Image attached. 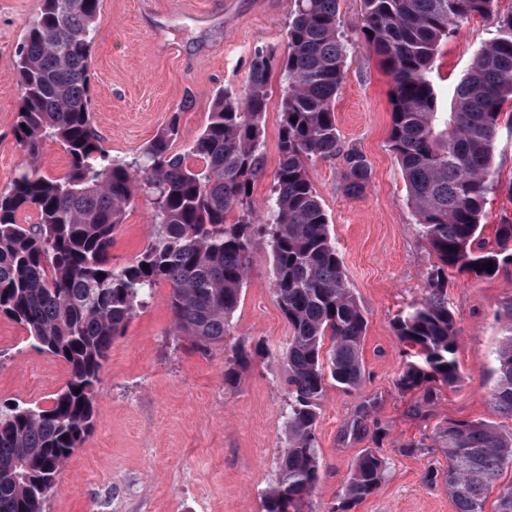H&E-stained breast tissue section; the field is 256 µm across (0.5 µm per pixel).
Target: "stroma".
Wrapping results in <instances>:
<instances>
[{"label": "stroma", "mask_w": 512, "mask_h": 512, "mask_svg": "<svg viewBox=\"0 0 512 512\" xmlns=\"http://www.w3.org/2000/svg\"><path fill=\"white\" fill-rule=\"evenodd\" d=\"M40 0H0V190L22 163L15 138L20 99L12 79L17 47ZM294 0H101L90 65L91 115L100 144L114 158L137 156L172 114L180 116L174 151L207 123L217 88L245 87L251 57L283 55ZM362 0H339L351 48L335 100L343 147L361 151L372 177L357 196L341 187V157L318 158L309 177L327 214L346 283L364 310V383L327 385L316 429L319 490L307 512H328L359 456L384 457V477L353 512H455L428 468L445 467L440 450L404 452L430 442L435 428L461 420L512 430L497 410L495 352L512 320V266L492 277L448 273V307L461 341L460 380L442 388L426 417L418 393L396 381L410 361L394 329L397 316L424 299L437 257L407 201L400 165L389 147L392 79L373 52L360 48ZM492 20L475 16L440 45L428 77L437 111L454 106V90L488 39ZM264 118V167L252 202L265 209L279 162L282 82L273 74ZM482 235L512 223V107L504 108L494 146ZM152 232V209H128L112 242V261H130ZM169 288L159 285L117 337L100 373L94 430L60 470L46 512H262L287 446L285 365L276 353L290 334L274 291L269 238L253 241L248 275L231 317L227 345L204 356L173 336ZM24 327L0 316V404H47L65 383L63 363L30 347ZM267 350L254 352L256 342ZM253 354L233 384L224 380L231 346ZM358 431H351L353 421Z\"/></svg>", "instance_id": "35a3bbf8"}]
</instances>
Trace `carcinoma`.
Masks as SVG:
<instances>
[{
    "instance_id": "1",
    "label": "carcinoma",
    "mask_w": 512,
    "mask_h": 512,
    "mask_svg": "<svg viewBox=\"0 0 512 512\" xmlns=\"http://www.w3.org/2000/svg\"><path fill=\"white\" fill-rule=\"evenodd\" d=\"M100 2L42 0L17 52L15 135L23 163L0 190V315L21 324L36 350L62 361L67 379L45 407L0 409V512H45L59 471L94 428L93 396L112 342L158 284L170 288L173 335L203 354L224 344L261 233L270 238L274 291L290 329L282 349L288 446L262 508L305 512L319 483L316 429L326 384L356 390L364 375L367 320L347 287L308 173L312 159L340 155L342 187L352 195L363 193L372 175L362 152L342 148L336 127L347 53L339 0H295L284 54L257 51L243 90H217L192 144L172 151L180 135L175 112L129 161L112 158L91 121L89 58ZM493 3L362 0L360 44L381 57L393 79L390 148L438 259L427 275L428 295L395 320L398 338L419 357L397 380L403 392L425 390L417 415L434 401L430 384L459 381L448 269L489 277L512 266V224L497 225L492 243L481 238L499 119L512 101V10L494 15ZM490 14L491 37L456 86L454 111L439 130L428 79L438 48L471 17ZM275 70L285 82L279 163L261 222L251 196L263 169L267 85ZM49 141L69 159L60 176L37 168ZM140 198L152 205L151 237L135 258L114 265L113 235ZM27 210L37 213L36 223L19 222ZM234 350L224 369L229 384L248 357L244 346ZM496 374L491 401L512 417V322L496 354ZM433 440L448 465L428 469L427 481L443 487L456 512H485L490 488L512 468V431L452 422L435 429ZM384 471V459L365 451L329 512H351L375 492Z\"/></svg>"
}]
</instances>
